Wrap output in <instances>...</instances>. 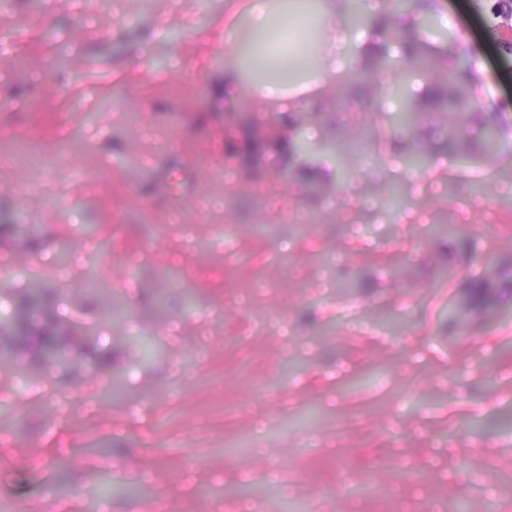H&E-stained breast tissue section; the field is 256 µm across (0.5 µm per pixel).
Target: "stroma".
Returning a JSON list of instances; mask_svg holds the SVG:
<instances>
[{
  "instance_id": "1",
  "label": "stroma",
  "mask_w": 512,
  "mask_h": 512,
  "mask_svg": "<svg viewBox=\"0 0 512 512\" xmlns=\"http://www.w3.org/2000/svg\"><path fill=\"white\" fill-rule=\"evenodd\" d=\"M273 0H10L0 10V311L38 280L70 360L15 393L0 350V512H512V279L485 318L468 284L512 258V153L462 167L377 138L391 14L366 13L341 80L300 95L315 151L224 49ZM437 0L428 42L468 45L512 123L491 0ZM357 141L338 182L326 142ZM33 184L26 196L14 194ZM213 201L207 212L196 203ZM68 240L67 267L57 243ZM134 336L161 352L140 363ZM108 350L100 397L83 347Z\"/></svg>"
}]
</instances>
